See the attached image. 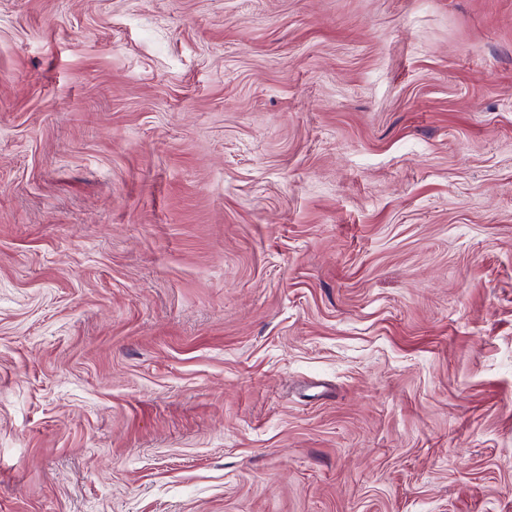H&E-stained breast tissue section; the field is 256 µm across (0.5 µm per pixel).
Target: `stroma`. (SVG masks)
Masks as SVG:
<instances>
[{
  "mask_svg": "<svg viewBox=\"0 0 512 512\" xmlns=\"http://www.w3.org/2000/svg\"><path fill=\"white\" fill-rule=\"evenodd\" d=\"M0 512H512V0H0Z\"/></svg>",
  "mask_w": 512,
  "mask_h": 512,
  "instance_id": "obj_1",
  "label": "stroma"
}]
</instances>
